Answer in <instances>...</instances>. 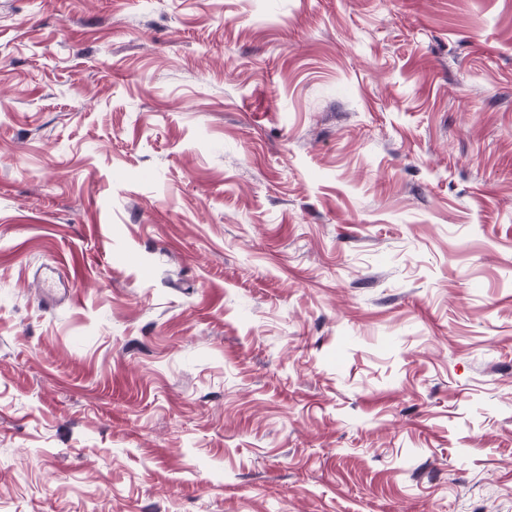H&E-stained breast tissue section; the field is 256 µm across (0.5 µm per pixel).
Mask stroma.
I'll list each match as a JSON object with an SVG mask.
<instances>
[{"instance_id": "35a3bbf8", "label": "stroma", "mask_w": 512, "mask_h": 512, "mask_svg": "<svg viewBox=\"0 0 512 512\" xmlns=\"http://www.w3.org/2000/svg\"><path fill=\"white\" fill-rule=\"evenodd\" d=\"M0 512H512V0H0Z\"/></svg>"}]
</instances>
